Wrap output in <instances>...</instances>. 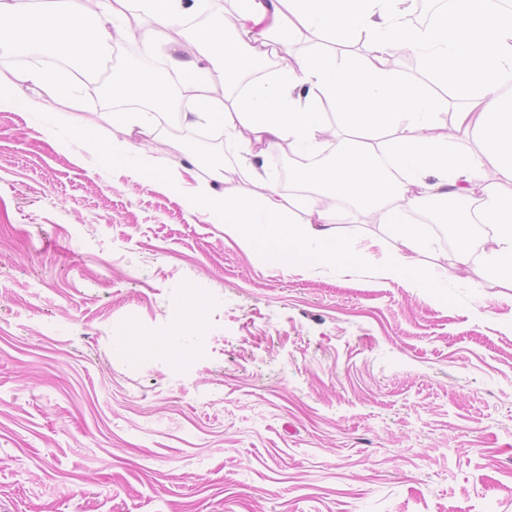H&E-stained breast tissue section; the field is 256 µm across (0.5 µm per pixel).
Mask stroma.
<instances>
[{"label": "stroma", "mask_w": 512, "mask_h": 512, "mask_svg": "<svg viewBox=\"0 0 512 512\" xmlns=\"http://www.w3.org/2000/svg\"><path fill=\"white\" fill-rule=\"evenodd\" d=\"M111 104L0 109V512H512V288L248 252L103 158ZM171 119L158 176L192 158ZM348 244L390 227L339 224Z\"/></svg>", "instance_id": "stroma-1"}]
</instances>
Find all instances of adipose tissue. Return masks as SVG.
Masks as SVG:
<instances>
[{"instance_id":"1","label":"adipose tissue","mask_w":512,"mask_h":512,"mask_svg":"<svg viewBox=\"0 0 512 512\" xmlns=\"http://www.w3.org/2000/svg\"><path fill=\"white\" fill-rule=\"evenodd\" d=\"M232 16L210 13L203 29L188 32L184 0H104L91 20L75 0H0V48L11 54H61L84 76H93L99 55L112 36L132 40L142 56L166 42L168 66L184 77L192 105L180 112L188 127H221L225 154L243 155L239 179L250 192L218 191L224 161L208 164L195 208L206 209L246 250H266L289 258L346 261L350 256L335 234L344 215L373 212L393 228L399 248L380 270L383 279L421 287L425 272L415 259L429 245L412 213L446 205L445 223L489 224L493 234L484 252L486 276L512 288V10L493 0H452L451 14L427 26L410 22L409 0H235ZM138 7L154 25L133 26ZM191 34L196 53L186 57L179 38ZM321 37L314 50L290 57L285 67L243 83L275 47L301 35ZM365 40L363 53L338 55L337 46ZM412 52L429 83L408 81L397 70L396 50ZM223 72V87L204 79L205 69ZM29 84L49 96L73 100L76 86L39 67L0 70V105L12 101L16 86ZM464 99L449 109V96ZM333 108L345 137L330 165L318 164ZM155 111L113 113L126 140L107 146L115 159L143 151L154 132ZM302 157L291 173L298 194L284 196L265 176L258 159L277 149ZM341 200L346 211L322 207V198ZM360 252L357 261L367 260Z\"/></svg>"}]
</instances>
